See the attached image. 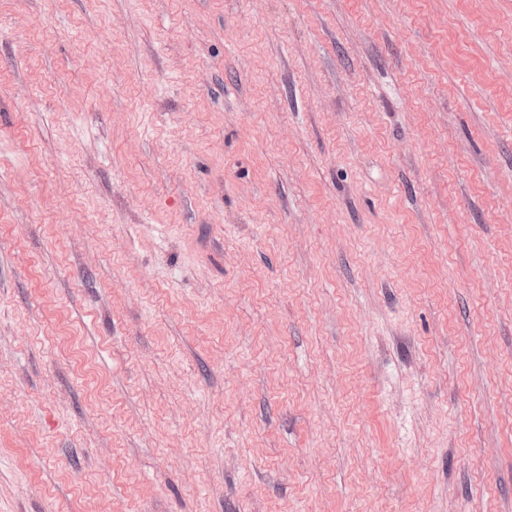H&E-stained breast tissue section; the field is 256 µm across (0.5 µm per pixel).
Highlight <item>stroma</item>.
Here are the masks:
<instances>
[{
  "instance_id": "1",
  "label": "stroma",
  "mask_w": 512,
  "mask_h": 512,
  "mask_svg": "<svg viewBox=\"0 0 512 512\" xmlns=\"http://www.w3.org/2000/svg\"><path fill=\"white\" fill-rule=\"evenodd\" d=\"M0 512H512V0H0Z\"/></svg>"
}]
</instances>
